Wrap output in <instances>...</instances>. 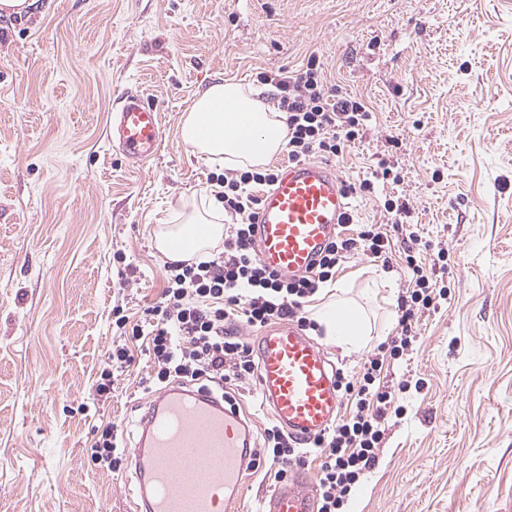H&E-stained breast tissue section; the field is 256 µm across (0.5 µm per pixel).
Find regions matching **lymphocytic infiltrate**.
Instances as JSON below:
<instances>
[{
    "mask_svg": "<svg viewBox=\"0 0 512 512\" xmlns=\"http://www.w3.org/2000/svg\"><path fill=\"white\" fill-rule=\"evenodd\" d=\"M257 79L276 89L278 108L287 114L285 150L289 163L336 157L362 139L371 119L368 106L363 99L328 86L317 55H310L299 71L261 72ZM278 175V169L272 167L210 174V183L220 188L224 215L231 220L222 252L197 264L165 265L166 287L161 300L148 307L146 325L130 324L123 307L113 306L112 323L117 333L109 355L112 366L96 381L97 396L111 397L114 369L132 363L127 345L131 338L146 339L157 384L165 386L178 379L206 381L220 388L231 382L252 381L258 372L254 349L237 335L235 324L261 329L273 321L291 319L309 326L304 314L307 299L321 284L332 281L342 264L359 254L384 258L390 253L392 244L386 229L365 224L352 233L338 234L308 275L288 277L265 268L255 255L253 218L259 206L258 188L272 185ZM405 235L412 286L397 303L401 332L390 342L394 359L402 358L412 346L417 317L433 305L436 288L432 274L417 259L422 239L416 225H408ZM382 367L378 355H369L358 382H340V390L349 396L356 411L339 419L311 447H297L277 425L265 430L264 460L274 467L276 479L287 477L289 465L305 466L311 455H319V512H342L363 472L377 462L387 412L397 399L395 384L380 378Z\"/></svg>",
    "mask_w": 512,
    "mask_h": 512,
    "instance_id": "obj_1",
    "label": "lymphocytic infiltrate"
}]
</instances>
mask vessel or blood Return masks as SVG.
I'll return each instance as SVG.
<instances>
[{
  "label": "vessel or blood",
  "mask_w": 512,
  "mask_h": 512,
  "mask_svg": "<svg viewBox=\"0 0 512 512\" xmlns=\"http://www.w3.org/2000/svg\"><path fill=\"white\" fill-rule=\"evenodd\" d=\"M109 138L130 167L152 159L161 140L156 106L134 92L115 100ZM351 192L328 165L287 166L260 196L254 247L277 273L308 274L349 212ZM259 391L272 418L301 444L336 420L342 400L336 368L298 323L267 326L259 341ZM248 421L206 389L172 386L148 407L132 453L146 512H238L242 476L250 469ZM314 489L289 479L262 497L258 512H315Z\"/></svg>",
  "instance_id": "1"
}]
</instances>
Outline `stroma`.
<instances>
[{
  "mask_svg": "<svg viewBox=\"0 0 512 512\" xmlns=\"http://www.w3.org/2000/svg\"><path fill=\"white\" fill-rule=\"evenodd\" d=\"M319 56L328 84L362 97L361 140L328 158L351 186L386 159L400 182L353 195L355 220L384 224L407 199L426 248L446 251L448 291L416 324L409 357L382 372L406 381L376 465L344 512H512V6L506 0H39L0 14V512H143L134 466L92 468L107 425L132 450L159 393L144 344L115 373L112 308L144 319L165 287L159 220L214 192L180 126L224 77L274 89L258 72ZM136 90L162 115L157 154L128 166L106 137L114 98ZM390 260L337 272L370 333L346 351L309 336L348 379L396 336L410 286L404 235ZM252 442L272 417L256 386L230 387Z\"/></svg>",
  "mask_w": 512,
  "mask_h": 512,
  "instance_id": "obj_1",
  "label": "stroma"
}]
</instances>
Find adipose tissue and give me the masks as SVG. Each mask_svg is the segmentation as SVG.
Returning a JSON list of instances; mask_svg holds the SVG:
<instances>
[{"label":"adipose tissue","instance_id":"1","mask_svg":"<svg viewBox=\"0 0 512 512\" xmlns=\"http://www.w3.org/2000/svg\"><path fill=\"white\" fill-rule=\"evenodd\" d=\"M285 119L284 113L254 98L252 91L238 82L219 80L195 99L182 120L180 134L206 161L257 167L283 148ZM245 122L258 127V134L240 136L239 128ZM182 214L183 223L159 225L156 247L171 261L191 262L222 240L224 210L214 197L202 196L184 201ZM347 311L346 303L331 299L316 304L313 317L338 346L351 350L362 345L367 330L359 315L350 320V328H343Z\"/></svg>","mask_w":512,"mask_h":512}]
</instances>
